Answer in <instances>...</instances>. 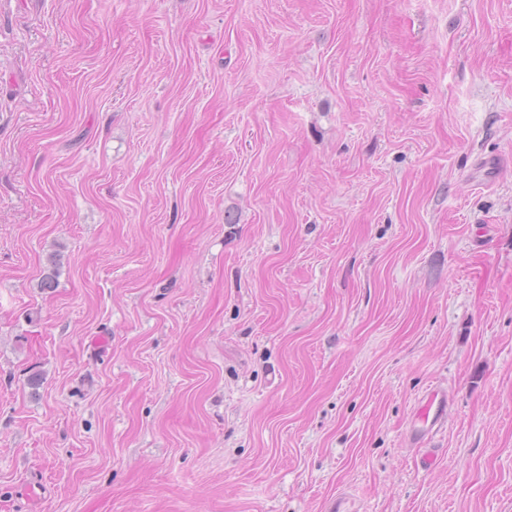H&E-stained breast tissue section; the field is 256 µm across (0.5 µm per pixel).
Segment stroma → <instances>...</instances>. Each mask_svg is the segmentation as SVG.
Masks as SVG:
<instances>
[{"label": "stroma", "mask_w": 512, "mask_h": 512, "mask_svg": "<svg viewBox=\"0 0 512 512\" xmlns=\"http://www.w3.org/2000/svg\"><path fill=\"white\" fill-rule=\"evenodd\" d=\"M0 512H512V0H0ZM444 402L446 403V396L438 391H433L420 406L417 413L418 419L434 427L442 414Z\"/></svg>", "instance_id": "obj_1"}]
</instances>
